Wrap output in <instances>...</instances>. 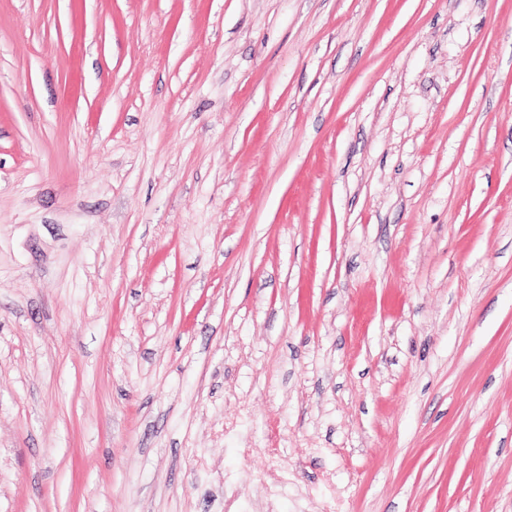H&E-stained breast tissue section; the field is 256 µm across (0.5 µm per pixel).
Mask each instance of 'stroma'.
<instances>
[{"mask_svg": "<svg viewBox=\"0 0 512 512\" xmlns=\"http://www.w3.org/2000/svg\"><path fill=\"white\" fill-rule=\"evenodd\" d=\"M0 512H512V0H0Z\"/></svg>", "mask_w": 512, "mask_h": 512, "instance_id": "obj_1", "label": "stroma"}]
</instances>
